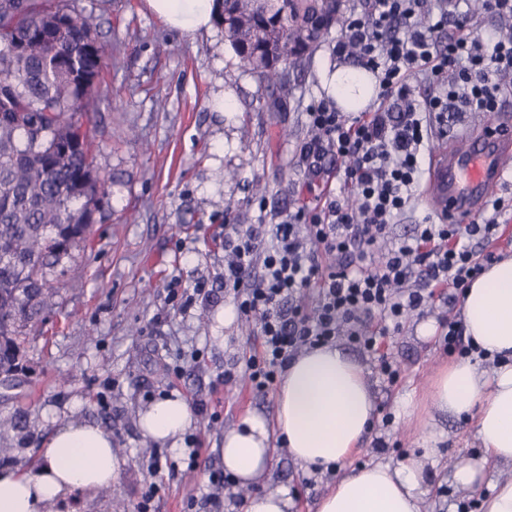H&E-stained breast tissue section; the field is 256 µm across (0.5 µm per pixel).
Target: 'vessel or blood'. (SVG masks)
Segmentation results:
<instances>
[{"label":"vessel or blood","instance_id":"1","mask_svg":"<svg viewBox=\"0 0 512 512\" xmlns=\"http://www.w3.org/2000/svg\"><path fill=\"white\" fill-rule=\"evenodd\" d=\"M510 157V123L490 120L480 130L456 132L430 158L424 197L431 211L449 224L469 223L492 196L512 186Z\"/></svg>","mask_w":512,"mask_h":512}]
</instances>
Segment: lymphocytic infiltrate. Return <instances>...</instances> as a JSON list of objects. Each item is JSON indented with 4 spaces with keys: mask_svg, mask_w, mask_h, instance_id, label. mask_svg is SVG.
Masks as SVG:
<instances>
[{
    "mask_svg": "<svg viewBox=\"0 0 512 512\" xmlns=\"http://www.w3.org/2000/svg\"><path fill=\"white\" fill-rule=\"evenodd\" d=\"M427 2L366 0L350 13L333 51L374 74L376 103L350 120L333 101L309 105L310 133L296 146L306 176L293 205L267 224L224 225V290L259 330L244 373L225 369L221 384L242 376L266 393L300 352L343 337L394 385L400 368L387 339L407 317L431 314L435 299L456 304L493 262L476 247L496 234L500 197L470 223L427 215L412 237L391 235L395 218L415 206L436 127L457 112L497 111L502 77L512 73V0H485L502 22L488 40L473 15L448 0L430 11ZM450 27L456 36L440 45ZM422 83L433 94L419 96Z\"/></svg>",
    "mask_w": 512,
    "mask_h": 512,
    "instance_id": "obj_1",
    "label": "lymphocytic infiltrate"
}]
</instances>
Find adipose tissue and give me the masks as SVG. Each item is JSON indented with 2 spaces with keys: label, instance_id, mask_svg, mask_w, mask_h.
I'll return each instance as SVG.
<instances>
[{
  "label": "adipose tissue",
  "instance_id": "ef3b65f1",
  "mask_svg": "<svg viewBox=\"0 0 512 512\" xmlns=\"http://www.w3.org/2000/svg\"><path fill=\"white\" fill-rule=\"evenodd\" d=\"M149 9L178 31L209 29L212 0H146ZM468 339L489 357L494 373L467 360L449 363L431 393L435 408L474 421L486 455L453 464L456 485L469 489L492 465L512 467V256L493 262L463 297ZM374 412L363 367L340 347L305 351L284 371L277 388L274 427L258 415L245 416L224 433V470L249 486L271 466L273 441H280L305 468L347 463L361 445ZM194 421L181 398L152 402L139 417L143 435L177 448ZM120 475L114 439L107 428L68 418L56 422L43 463L31 474L0 470V512H45L73 492L111 487ZM424 472L411 459L398 467L383 463L340 475L317 512H422Z\"/></svg>",
  "mask_w": 512,
  "mask_h": 512
}]
</instances>
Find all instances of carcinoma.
I'll use <instances>...</instances> for the list:
<instances>
[{
  "instance_id": "1",
  "label": "carcinoma",
  "mask_w": 512,
  "mask_h": 512,
  "mask_svg": "<svg viewBox=\"0 0 512 512\" xmlns=\"http://www.w3.org/2000/svg\"><path fill=\"white\" fill-rule=\"evenodd\" d=\"M215 24L240 65L284 96L290 71L342 26L340 0H285L283 17L259 0H213ZM327 22L316 25L315 19ZM48 27L60 32L41 40ZM108 65L98 16L80 0H0V373L56 305L53 276L86 239L100 178L84 128Z\"/></svg>"
}]
</instances>
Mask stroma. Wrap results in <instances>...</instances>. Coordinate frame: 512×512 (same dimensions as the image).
Wrapping results in <instances>:
<instances>
[{"label":"stroma","instance_id":"obj_1","mask_svg":"<svg viewBox=\"0 0 512 512\" xmlns=\"http://www.w3.org/2000/svg\"><path fill=\"white\" fill-rule=\"evenodd\" d=\"M82 2L101 15V42L111 61L91 114L94 165L105 196L86 242L62 263L64 273L55 280L59 305L24 349L19 386L0 397V419L28 425L27 432L0 436V469L34 472L54 421L74 412L111 430L122 470L111 488L74 494L51 512H112L118 503L134 512L152 482L160 486L155 512H244L238 486H225L215 502L204 487L210 472L224 468L225 431L250 413L273 422L276 394L254 393L243 380L214 388L218 374L240 365L257 334L255 321L218 318L233 304L221 287L220 226L227 204L253 224L258 214L284 211L294 201L305 178L295 155L308 134L303 114L327 95L321 65L337 60L323 43L298 73L293 95L282 98L240 67L220 28L169 29L145 0ZM220 93L232 99L231 110H212ZM258 184L264 194H255ZM174 276L189 287L207 281L215 294L188 312L173 309L165 285ZM421 325L408 318L387 341L402 372L393 387L369 369L356 346L341 341L368 367L375 418L393 416L384 431L390 449L377 451L364 439L349 465L395 467L416 459L427 478L423 512H455L462 497L482 499L489 483L512 478V467L493 468L486 483L468 491L454 484L452 461L476 458L482 448L472 423L438 412L429 400L452 356L437 335L422 337ZM195 350L199 364L186 365L177 388H170L167 365ZM171 395L208 404L189 430L202 442L193 470L184 464L187 449L157 445L138 426L139 411ZM408 397L415 405L406 409ZM212 411L218 421H210ZM155 452L175 461L176 469L152 474L147 465ZM334 481V475L306 470L278 445L254 489L287 491L292 512H316Z\"/></svg>","mask_w":512,"mask_h":512}]
</instances>
